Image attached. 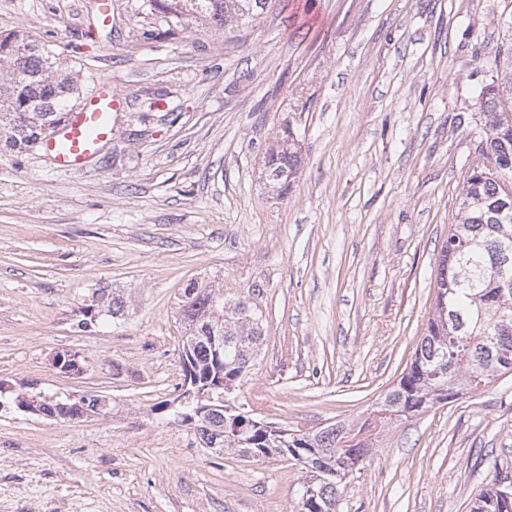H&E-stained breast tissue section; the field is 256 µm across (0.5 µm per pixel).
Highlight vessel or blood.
Listing matches in <instances>:
<instances>
[{"instance_id": "b4317fda", "label": "vessel or blood", "mask_w": 512, "mask_h": 512, "mask_svg": "<svg viewBox=\"0 0 512 512\" xmlns=\"http://www.w3.org/2000/svg\"><path fill=\"white\" fill-rule=\"evenodd\" d=\"M127 103L111 80H99L95 93L66 115L64 122L40 143L56 167L76 169L94 157L112 135V115Z\"/></svg>"}]
</instances>
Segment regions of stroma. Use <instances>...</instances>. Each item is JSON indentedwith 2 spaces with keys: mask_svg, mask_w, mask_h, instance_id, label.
<instances>
[{
  "mask_svg": "<svg viewBox=\"0 0 512 512\" xmlns=\"http://www.w3.org/2000/svg\"><path fill=\"white\" fill-rule=\"evenodd\" d=\"M111 3L103 26L96 0H0V35L69 62L82 95L107 77L128 102L81 168L0 146V381L106 403L74 421L0 409V512H298L300 465L211 454L157 409L184 382L177 298L193 280L261 290L240 391L258 417L364 428L338 512H470L488 484L512 491V372L373 422L482 161L476 97L512 0H271L221 30ZM286 129L302 163L280 196L263 156ZM59 353L80 372L53 367Z\"/></svg>",
  "mask_w": 512,
  "mask_h": 512,
  "instance_id": "obj_1",
  "label": "stroma"
}]
</instances>
